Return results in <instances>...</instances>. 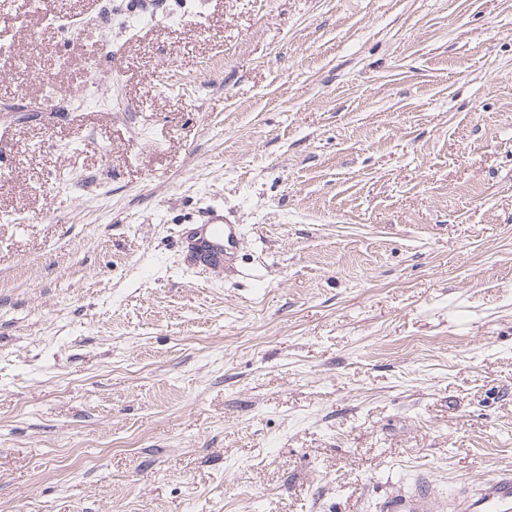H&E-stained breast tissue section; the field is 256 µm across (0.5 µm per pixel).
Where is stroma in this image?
Masks as SVG:
<instances>
[{
  "mask_svg": "<svg viewBox=\"0 0 512 512\" xmlns=\"http://www.w3.org/2000/svg\"><path fill=\"white\" fill-rule=\"evenodd\" d=\"M1 43L0 512L512 470V0H12ZM194 224V242L213 264H220L242 236L234 215L220 207H206L199 211Z\"/></svg>",
  "mask_w": 512,
  "mask_h": 512,
  "instance_id": "35a3bbf8",
  "label": "stroma"
}]
</instances>
